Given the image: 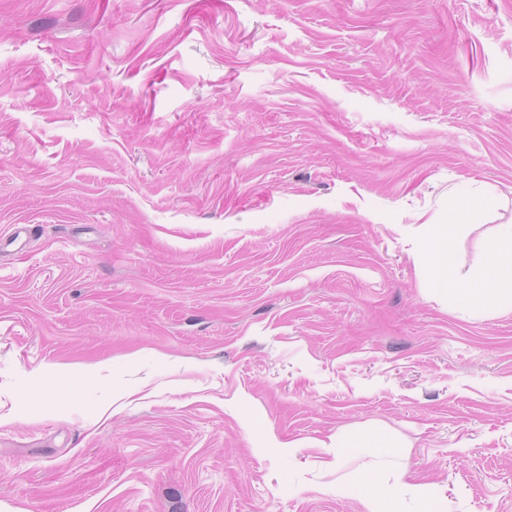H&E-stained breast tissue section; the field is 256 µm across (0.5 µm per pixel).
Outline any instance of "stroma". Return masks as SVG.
<instances>
[{
  "label": "stroma",
  "instance_id": "1",
  "mask_svg": "<svg viewBox=\"0 0 512 512\" xmlns=\"http://www.w3.org/2000/svg\"><path fill=\"white\" fill-rule=\"evenodd\" d=\"M450 221L469 288L512 0H0V512H512V310L438 287Z\"/></svg>",
  "mask_w": 512,
  "mask_h": 512
}]
</instances>
